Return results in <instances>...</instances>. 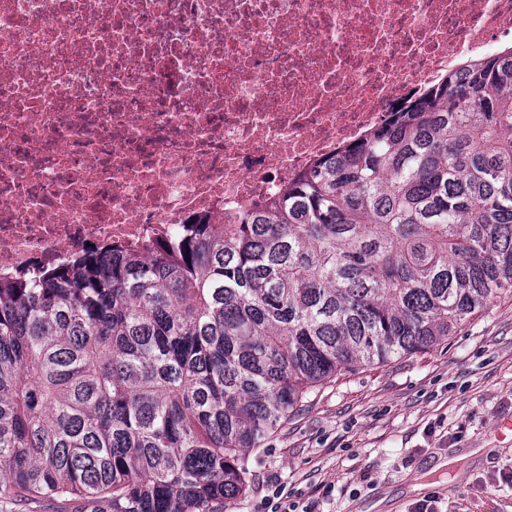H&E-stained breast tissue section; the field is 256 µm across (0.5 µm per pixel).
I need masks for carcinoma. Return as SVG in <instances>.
Instances as JSON below:
<instances>
[{"mask_svg":"<svg viewBox=\"0 0 512 512\" xmlns=\"http://www.w3.org/2000/svg\"><path fill=\"white\" fill-rule=\"evenodd\" d=\"M227 223L0 280V512H224L314 387L512 288V45Z\"/></svg>","mask_w":512,"mask_h":512,"instance_id":"cac0c4a2","label":"carcinoma"}]
</instances>
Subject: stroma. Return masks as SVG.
<instances>
[{
    "label": "stroma",
    "mask_w": 512,
    "mask_h": 512,
    "mask_svg": "<svg viewBox=\"0 0 512 512\" xmlns=\"http://www.w3.org/2000/svg\"><path fill=\"white\" fill-rule=\"evenodd\" d=\"M512 288L428 350L316 388L227 512H512Z\"/></svg>",
    "instance_id": "1"
}]
</instances>
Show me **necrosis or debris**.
I'll list each match as a JSON object with an SVG mask.
<instances>
[{
  "label": "necrosis or debris",
  "mask_w": 512,
  "mask_h": 512,
  "mask_svg": "<svg viewBox=\"0 0 512 512\" xmlns=\"http://www.w3.org/2000/svg\"><path fill=\"white\" fill-rule=\"evenodd\" d=\"M512 42V0H0V279L220 223Z\"/></svg>",
  "instance_id": "necrosis-or-debris-1"
}]
</instances>
